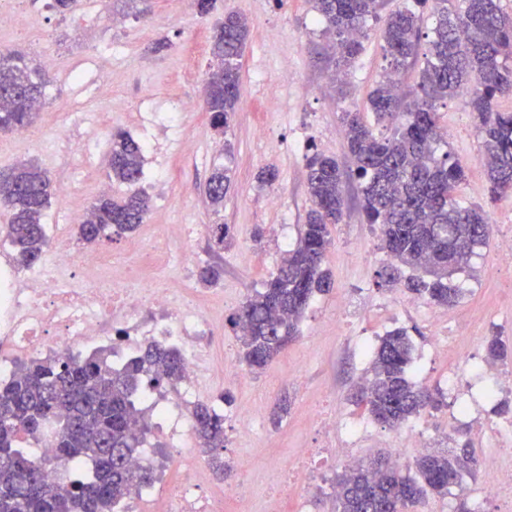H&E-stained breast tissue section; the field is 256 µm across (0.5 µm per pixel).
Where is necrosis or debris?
Wrapping results in <instances>:
<instances>
[{
	"label": "necrosis or debris",
	"mask_w": 512,
	"mask_h": 512,
	"mask_svg": "<svg viewBox=\"0 0 512 512\" xmlns=\"http://www.w3.org/2000/svg\"><path fill=\"white\" fill-rule=\"evenodd\" d=\"M162 259L153 243L141 244L133 264L110 251L81 247L68 225H58L46 259L27 270L0 263V381L9 378L16 361L43 353L91 354L113 348L122 336L124 355L141 342L160 341L184 359L179 386L141 396L163 435L162 448L144 446L132 459L153 482L132 490L118 512H151L149 502L163 495L162 512H224L228 500L247 496L238 480L210 491V470L191 446L193 422L188 404L211 389L209 341L217 322L181 286L153 287L151 276ZM479 494L512 502V455L503 449L482 462Z\"/></svg>",
	"instance_id": "1"
}]
</instances>
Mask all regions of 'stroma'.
<instances>
[{"label":"stroma","instance_id":"obj_1","mask_svg":"<svg viewBox=\"0 0 512 512\" xmlns=\"http://www.w3.org/2000/svg\"><path fill=\"white\" fill-rule=\"evenodd\" d=\"M403 2L378 0V18L370 22L359 54L349 67L339 68L328 50L335 37L317 22L310 0H215L204 18L192 0H108L102 14L79 0L63 15L50 8V0H25L33 25L0 29V47L30 52L53 83L45 107L28 127V140L0 133V170L31 160L52 181L68 180L73 198L67 203L52 199L46 210L47 223L63 224L69 209L89 207L104 194L118 198L126 193L125 185L105 176L114 131L149 143L138 187L149 196L151 209L135 234L114 237L108 248L123 253L134 239L159 233L161 225H186L185 237L168 240L171 258L159 279L178 283L231 315L277 270L283 247L296 241L312 206L308 149L317 147L347 164L341 113L360 112L374 122L368 95L382 72L379 20ZM228 14L246 18L249 34L240 61L241 98L229 131L221 135L202 108V88L212 62L213 28ZM104 60L112 71L108 95L100 93L97 80ZM74 72L83 73V80H71ZM157 110L179 118L168 124L150 120ZM439 121L449 151L466 168L459 199L483 207L491 219L487 244L454 277L464 296L453 312L471 319L472 339L432 349L431 304L405 288L377 286V272L388 256L377 231L363 221L355 187H348L346 215L333 229L324 259L332 277L329 292L312 299L299 338L262 372L224 383L225 411H259L261 427L240 435L232 422H225L226 470L213 473L212 483L247 478L253 488L252 512H265L268 491L280 484L277 462L325 440L333 448L349 449L350 455L297 470L291 495H299L304 483L314 485L308 512H332L335 481L347 459L367 461L398 451L406 467H413L418 453L405 446V428L374 422L355 398L357 378L370 366L360 353L361 341H378L394 328L411 330L416 379L441 394L438 408L407 426H427L435 451L466 440L476 454H483L480 425L512 424V409L498 410L504 401L512 406V393L485 397V380L466 372L467 366L488 362L489 336L512 342V271L499 264L500 240L512 234V195L490 199L476 120L460 100L441 107ZM78 142L86 143L85 151L75 152ZM218 165L229 169L232 185L216 215L204 188ZM269 165L277 169L270 185L258 179ZM216 223L233 233L231 246L222 251L212 248L208 234L209 225ZM213 263L223 265L224 276L215 286H202L197 274ZM456 393L471 399L470 418H457ZM330 405L361 427L358 439L323 437L310 413Z\"/></svg>","mask_w":512,"mask_h":512}]
</instances>
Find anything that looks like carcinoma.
<instances>
[{"instance_id":"1","label":"carcinoma","mask_w":512,"mask_h":512,"mask_svg":"<svg viewBox=\"0 0 512 512\" xmlns=\"http://www.w3.org/2000/svg\"><path fill=\"white\" fill-rule=\"evenodd\" d=\"M433 2L436 23L422 35L419 16L399 8L384 21L382 79L368 101L380 129L360 113H342L349 174L337 159L316 150L305 156L307 185L313 207L300 225L294 246L262 288L247 296L229 317L243 347V360L253 371L264 369L300 334V322L311 299L329 290L323 260L331 245V226L345 215L348 180L357 182L365 223L376 226L382 249L391 262L379 272L381 285H403L430 303L453 307L462 297L452 275L467 265L475 248L486 243L489 218L480 207L465 206L456 196L465 180L462 162L451 152L436 154L444 137L439 106L463 101L476 113L486 160L489 194L512 192V111L499 107L512 99V15L498 0H413ZM318 20L335 37L334 48L348 63L361 49L359 38L376 18V0H311ZM247 21L228 14L214 30L203 108L212 127L225 133L241 97L239 59ZM427 38L425 65L411 95L401 96L394 81L418 55ZM51 80L30 54L0 48V132H15L38 114L26 103H45ZM143 145L123 131L112 133L108 178L135 185L143 174ZM231 183L229 170L217 166L206 182L214 213L224 208ZM51 199V180L31 160L0 172V208L9 214L8 236L22 267L39 262L49 247L43 222ZM149 198L135 191L119 200L101 197L92 205L89 222L77 225L78 238L100 245L132 232L144 223ZM218 249L231 241L226 224L209 225ZM223 267L199 270L198 281L217 284ZM413 344L397 328L381 337L371 356V377L360 401L372 419L397 428L419 416L437 400L412 377ZM493 360L508 357L499 336L488 342ZM181 354L150 342L123 368L115 370L94 353L35 358L19 366L15 378L0 383V512H114L130 486L150 483V475L134 470L130 457L142 446L151 426L138 408V393L178 383ZM199 448L212 467L224 471V417L209 404L192 409ZM52 425L53 457L37 464L19 445ZM87 461L92 474L54 487L45 471L56 464ZM470 444L452 454L426 453L414 471L404 473L386 461L359 463L338 476L335 512H410L427 495L448 494V475L459 484L476 469Z\"/></svg>"}]
</instances>
